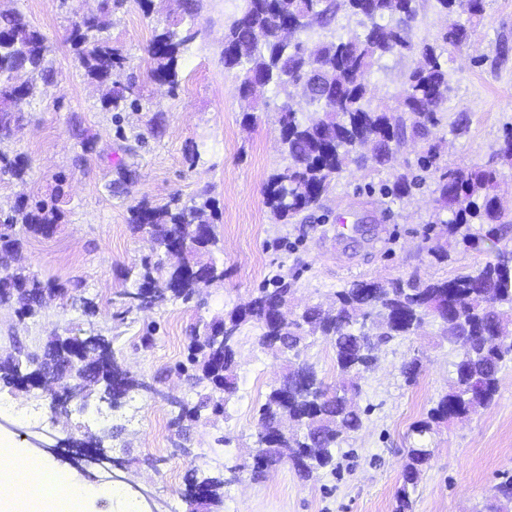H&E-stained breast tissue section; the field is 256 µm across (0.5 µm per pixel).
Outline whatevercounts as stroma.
<instances>
[{
  "label": "stroma",
  "mask_w": 512,
  "mask_h": 512,
  "mask_svg": "<svg viewBox=\"0 0 512 512\" xmlns=\"http://www.w3.org/2000/svg\"><path fill=\"white\" fill-rule=\"evenodd\" d=\"M101 0H0V9L22 14L53 43L55 81L23 107V118L1 146L30 164L25 181L0 176V209L17 195L48 198L56 175L66 177L59 203L63 219L48 237H26L21 262L45 282L69 286L65 298H46L36 319L19 320L13 306L0 305V354L22 347L42 351L49 336L101 335L112 341L117 361L156 382V393H130L119 406L91 397L71 403L68 413L51 411L43 391L0 384V450L40 457L68 470L82 491L80 512H188L183 498L191 474H222L241 462L257 440V413L283 372V360L258 342L259 329L246 324L238 346V389L223 416L175 427L174 395L193 399L178 366L198 320L230 311L241 298L267 285L275 273L293 288L289 311L328 305L334 292L354 281L443 279L483 264L496 251L482 242L452 250L435 261L436 233L427 219L434 208L430 190L397 200L380 184L394 170L413 165L420 144L405 143L376 171L340 178L299 223L274 222L265 203L269 177L288 163L280 142L278 113L291 102L301 119L311 117L300 88L265 90L256 119L242 120L234 72L224 68V34L244 0H197L184 20L183 0H125L112 15L106 35L126 58L120 81H132L138 108L104 110L97 87L85 76L67 40L74 11L98 10ZM411 23L415 43L435 42L460 13H446L435 0H417ZM186 21L195 33L179 60L180 82L159 84L147 47L162 29ZM448 71L444 120L433 128L442 161L457 167L490 161L504 127L512 126V0H485L470 42L443 46ZM414 55H389L368 79L373 102L394 108ZM469 113L465 135L451 133L456 113ZM132 171V182L121 180ZM214 202L224 282L190 303L124 314L125 291L134 290L141 260L153 243L132 231L130 209L179 197L189 206L200 194ZM95 305L83 311L84 299ZM154 329L156 342L141 338ZM461 348L428 321L417 334L381 345L377 360L357 380L353 403L361 426L344 434L335 471L302 477L290 463L263 479L224 490L223 512H395L413 425L453 381ZM418 360L419 373L406 380L405 363ZM489 407L435 426L425 438L432 450L412 492L409 512H478L495 487L512 476V361L499 373ZM111 432L104 446L120 462L118 471L83 464L78 441Z\"/></svg>",
  "instance_id": "stroma-1"
}]
</instances>
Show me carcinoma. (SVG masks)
I'll list each match as a JSON object with an SVG mask.
<instances>
[{
  "instance_id": "cac0c4a2",
  "label": "carcinoma",
  "mask_w": 512,
  "mask_h": 512,
  "mask_svg": "<svg viewBox=\"0 0 512 512\" xmlns=\"http://www.w3.org/2000/svg\"><path fill=\"white\" fill-rule=\"evenodd\" d=\"M123 0H102L100 11L74 21L70 41L77 50L86 76L101 92L103 108L121 112L138 107L130 99L133 85L114 79L124 68L126 58L112 42L97 34L112 26V9ZM416 0H245L240 14L230 20L224 36V68L236 72V87L243 100L253 98L252 81L261 78L267 86L279 88L288 82L311 86L309 101L321 112L302 121L296 110H280L278 123L288 165L274 173L267 185V204L274 218L288 222L315 208L335 186L336 179L351 167L364 169L367 159L357 145L372 142V160L384 164L394 149L407 138L426 143L417 160L418 170L397 173L383 185V193L404 199L412 190L432 181L436 207L429 223L439 226L444 244L435 250L439 260L449 257L448 249L461 246L475 249L484 240H500L512 231V219L497 194L499 169L491 164L449 167L440 163L437 146L429 142L432 128L441 122L440 113L448 101V71L443 69L438 46L416 45L410 35V22L416 14ZM439 9L452 11L459 6L469 18L484 12V0H436ZM341 12L358 17L360 30L333 36L315 46L308 58L306 45L283 43L279 30L286 24L305 21L300 31L316 24L329 27ZM191 32L166 28L154 36L149 53L158 80L175 87L182 50L191 41ZM470 38L469 27L458 23L441 36L443 43L461 47ZM51 52L47 36L16 13L0 14V142L10 136L23 105L39 93V82L53 80L47 66ZM413 53L419 63L406 77L397 98L396 112L370 105L372 89L367 81L375 62L386 55ZM494 157L512 164V127L504 129ZM27 161L18 154L0 149V176L25 181ZM212 200L203 199L191 207L177 200L160 207L137 205L130 209L134 229H146L156 248L168 253L183 244L186 226L194 223ZM62 213L56 199L14 203L11 213L0 218V304L13 305L18 316L39 315L45 295L65 297L68 289L44 283L23 266L16 264L24 236L48 237L55 232ZM217 244L214 225L196 239L166 267L163 262L142 261L139 284L126 296L141 297L138 305L163 306L191 301L207 288L224 283V265L213 256ZM272 288H261L248 300L222 317L194 327L188 345V361L195 386L201 387L194 405L175 400L176 421H208L225 413L226 403L237 390V354L242 327L259 324L261 345L275 356L286 358V373L272 386L260 408L263 433L251 449L254 461L236 463L228 475L211 477L196 474L183 493L193 505L195 491L205 487L211 512L224 505V487L231 479L247 473L260 479L265 470L282 462L279 448L269 438L280 432V415L288 411L303 420L294 433L280 440L281 446L297 449L293 465L303 474L335 465V448L341 434L360 426L361 417L344 402L346 379L351 368L364 366L371 358V342L409 336L428 319L439 323L440 335L450 343L464 346L455 364V378L431 409L429 420L413 427L418 436L432 430V424L458 418L474 405L491 403L498 389V372L512 357V345L496 348L486 337L499 328L512 333V250L504 247L485 264L472 267L450 278L433 281L392 280L356 281L334 294L333 306L323 310L310 306L293 321L282 325L274 318L277 304L292 288L277 275ZM234 333L225 343L218 336L220 326ZM330 339L336 359L339 383L332 387L319 377L315 367L298 361L301 345L309 336ZM47 379L53 411L59 410L58 394L84 386L78 399L86 404L97 392L99 398L119 403L132 390H145L150 383L122 369L114 358L111 342L103 336L81 338L80 351L73 355L66 336H53L42 352L11 351L0 355V382L20 383V372ZM430 455L425 446L408 449L403 485L397 492V512L409 509V489L415 488L421 466ZM479 512H512V479L497 486V494Z\"/></svg>"
}]
</instances>
